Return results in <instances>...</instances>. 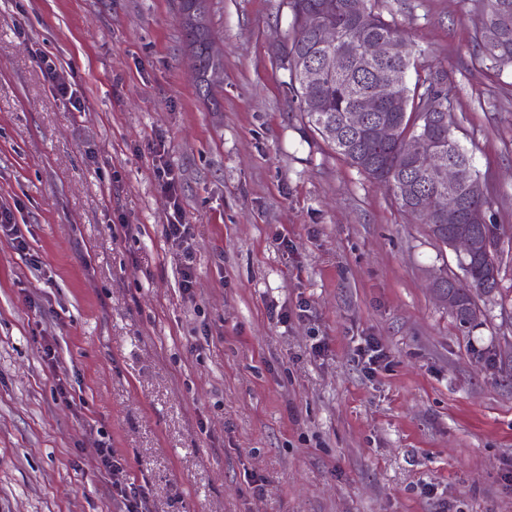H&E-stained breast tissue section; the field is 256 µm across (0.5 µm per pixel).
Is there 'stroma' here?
<instances>
[{"mask_svg": "<svg viewBox=\"0 0 512 512\" xmlns=\"http://www.w3.org/2000/svg\"><path fill=\"white\" fill-rule=\"evenodd\" d=\"M210 10L215 106L178 0H0V208L30 247L0 233V512H122L106 446L144 512H512V300L468 331L438 302L454 252L292 100L284 0ZM383 14L512 235V68L476 62L475 0ZM160 166L156 167L161 189L167 194L172 206V212L169 215L166 226L168 237L186 241L189 236L188 224L183 221V208L178 193V180L173 170L162 162V156L158 155Z\"/></svg>", "mask_w": 512, "mask_h": 512, "instance_id": "35a3bbf8", "label": "stroma"}]
</instances>
